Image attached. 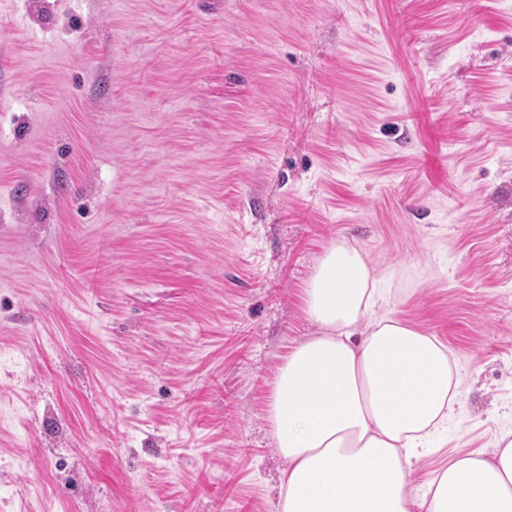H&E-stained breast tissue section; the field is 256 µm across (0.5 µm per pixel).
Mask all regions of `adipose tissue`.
I'll use <instances>...</instances> for the list:
<instances>
[{"label": "adipose tissue", "instance_id": "ef3b65f1", "mask_svg": "<svg viewBox=\"0 0 512 512\" xmlns=\"http://www.w3.org/2000/svg\"><path fill=\"white\" fill-rule=\"evenodd\" d=\"M368 262L330 245L306 285L304 313L319 335L297 340L278 366L266 420L286 466L274 512H512V431L493 456L451 455L423 500L413 460L458 402L451 351L391 318Z\"/></svg>", "mask_w": 512, "mask_h": 512}]
</instances>
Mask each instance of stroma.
Wrapping results in <instances>:
<instances>
[{
  "label": "stroma",
  "mask_w": 512,
  "mask_h": 512,
  "mask_svg": "<svg viewBox=\"0 0 512 512\" xmlns=\"http://www.w3.org/2000/svg\"><path fill=\"white\" fill-rule=\"evenodd\" d=\"M512 430V0H0V512H272L329 245Z\"/></svg>",
  "instance_id": "obj_1"
}]
</instances>
